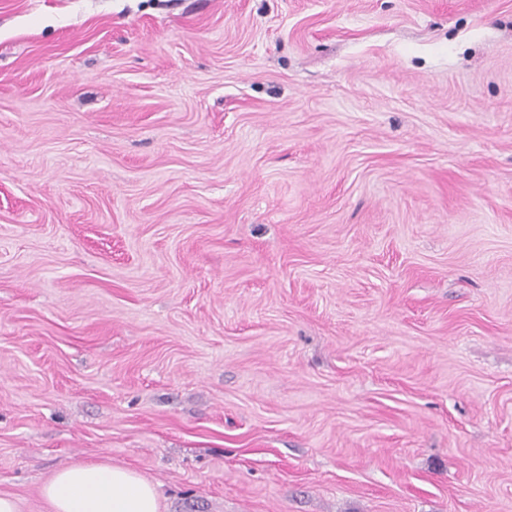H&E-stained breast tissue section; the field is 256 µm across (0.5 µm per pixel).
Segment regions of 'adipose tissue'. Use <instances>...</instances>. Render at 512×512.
Returning a JSON list of instances; mask_svg holds the SVG:
<instances>
[{
	"label": "adipose tissue",
	"instance_id": "adipose-tissue-1",
	"mask_svg": "<svg viewBox=\"0 0 512 512\" xmlns=\"http://www.w3.org/2000/svg\"><path fill=\"white\" fill-rule=\"evenodd\" d=\"M50 512H160L153 483L127 466L75 463L43 486Z\"/></svg>",
	"mask_w": 512,
	"mask_h": 512
}]
</instances>
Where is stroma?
<instances>
[{
    "label": "stroma",
    "mask_w": 512,
    "mask_h": 512,
    "mask_svg": "<svg viewBox=\"0 0 512 512\" xmlns=\"http://www.w3.org/2000/svg\"><path fill=\"white\" fill-rule=\"evenodd\" d=\"M512 512V0H0V493ZM50 512H160L156 486L127 466L74 463L43 486Z\"/></svg>",
    "instance_id": "35a3bbf8"
}]
</instances>
